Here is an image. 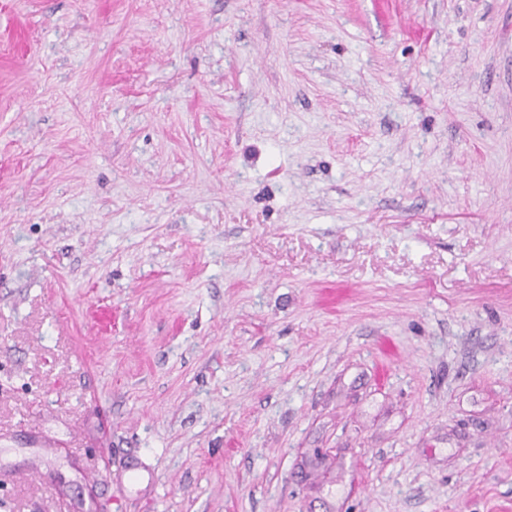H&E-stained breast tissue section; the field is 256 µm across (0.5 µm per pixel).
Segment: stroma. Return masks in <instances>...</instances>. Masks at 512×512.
Wrapping results in <instances>:
<instances>
[{"label":"stroma","mask_w":512,"mask_h":512,"mask_svg":"<svg viewBox=\"0 0 512 512\" xmlns=\"http://www.w3.org/2000/svg\"><path fill=\"white\" fill-rule=\"evenodd\" d=\"M0 512H512V0H0Z\"/></svg>","instance_id":"35a3bbf8"}]
</instances>
